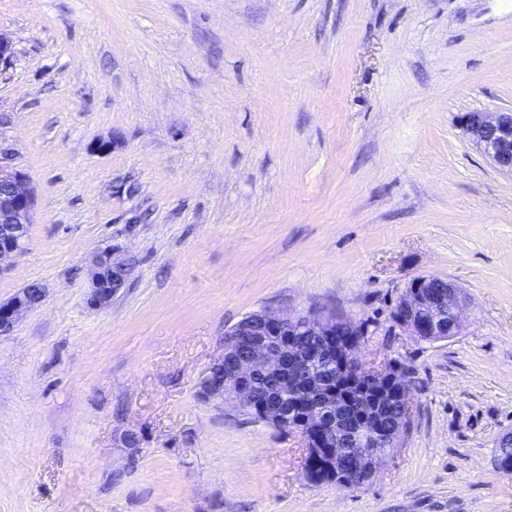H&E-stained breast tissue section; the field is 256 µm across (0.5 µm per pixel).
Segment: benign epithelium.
<instances>
[{
	"mask_svg": "<svg viewBox=\"0 0 512 512\" xmlns=\"http://www.w3.org/2000/svg\"><path fill=\"white\" fill-rule=\"evenodd\" d=\"M465 136L500 170L512 174V109L470 112L463 120ZM35 194L23 173L0 161V271L3 263L25 243L35 213ZM88 302L96 309L107 308L126 287L132 259L117 255L112 247L91 253ZM45 294L39 284L19 289L0 302V335L9 334L19 317L35 307ZM461 296L449 281L433 276L413 280L400 298L398 326L421 340L446 339L460 327ZM357 323L334 312L290 310L254 312L224 333V353L207 369L200 381L205 399L256 414L260 421L294 432L304 447L318 448L325 468L355 453L358 470L348 474L356 483L359 471L375 475L378 467L402 447L410 418V401H404L401 416L391 418L384 428H365L349 410V399L332 379L302 381L297 372L307 354L296 344L303 334L314 337L316 354L339 363L363 383L360 413L378 418L390 414L392 388L400 371L390 361L380 367L364 368L359 362L364 341L355 337Z\"/></svg>",
	"mask_w": 512,
	"mask_h": 512,
	"instance_id": "obj_1",
	"label": "benign epithelium"
}]
</instances>
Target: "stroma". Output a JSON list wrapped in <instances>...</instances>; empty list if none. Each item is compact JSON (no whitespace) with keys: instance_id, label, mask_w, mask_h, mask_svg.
<instances>
[{"instance_id":"obj_1","label":"stroma","mask_w":512,"mask_h":512,"mask_svg":"<svg viewBox=\"0 0 512 512\" xmlns=\"http://www.w3.org/2000/svg\"><path fill=\"white\" fill-rule=\"evenodd\" d=\"M0 35L36 194L0 300L46 294L0 335V512H512V174L462 130L512 108V0H0ZM108 246L134 264L95 309ZM420 276L460 289L455 336L394 323ZM318 308L412 387L358 488L199 395L243 317ZM111 246L91 253L87 259L90 269L88 302L96 309L107 308L126 287L132 259L117 255Z\"/></svg>"}]
</instances>
